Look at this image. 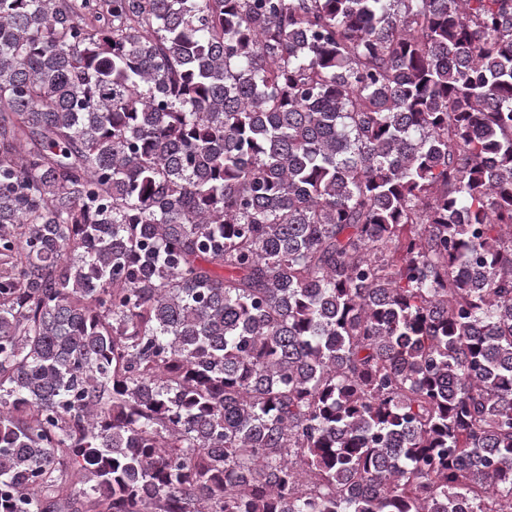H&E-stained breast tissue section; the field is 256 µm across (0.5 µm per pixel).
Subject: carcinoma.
<instances>
[{
  "label": "carcinoma",
  "mask_w": 512,
  "mask_h": 512,
  "mask_svg": "<svg viewBox=\"0 0 512 512\" xmlns=\"http://www.w3.org/2000/svg\"><path fill=\"white\" fill-rule=\"evenodd\" d=\"M0 512H512V0H0Z\"/></svg>",
  "instance_id": "1"
}]
</instances>
